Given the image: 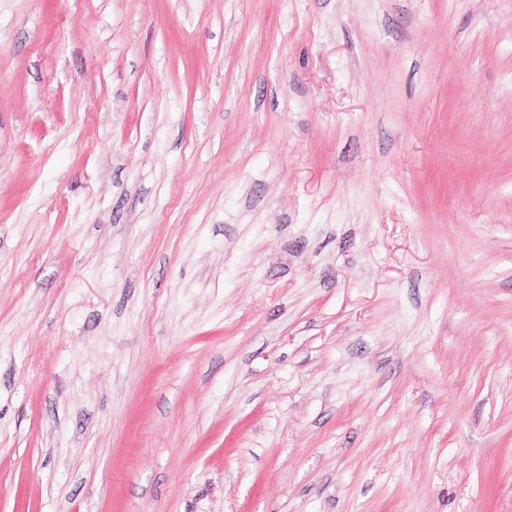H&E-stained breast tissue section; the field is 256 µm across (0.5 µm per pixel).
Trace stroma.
<instances>
[{
  "label": "stroma",
  "instance_id": "35a3bbf8",
  "mask_svg": "<svg viewBox=\"0 0 512 512\" xmlns=\"http://www.w3.org/2000/svg\"><path fill=\"white\" fill-rule=\"evenodd\" d=\"M0 512H512V0H0Z\"/></svg>",
  "mask_w": 512,
  "mask_h": 512
}]
</instances>
